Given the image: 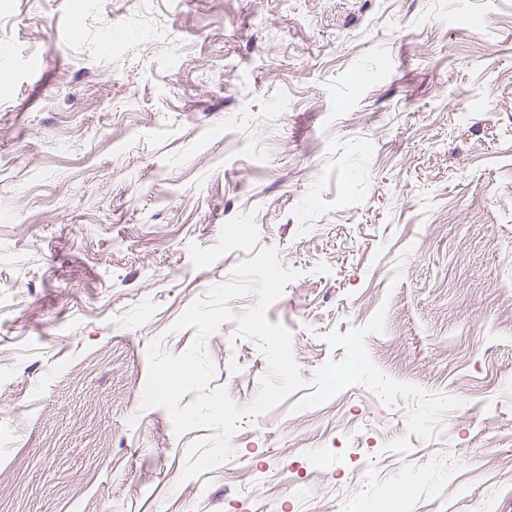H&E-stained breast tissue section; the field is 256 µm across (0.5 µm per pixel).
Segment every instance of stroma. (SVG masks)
<instances>
[{"label": "stroma", "mask_w": 512, "mask_h": 512, "mask_svg": "<svg viewBox=\"0 0 512 512\" xmlns=\"http://www.w3.org/2000/svg\"><path fill=\"white\" fill-rule=\"evenodd\" d=\"M266 246L302 377L385 308L369 355L461 399L441 435L396 454L406 401L296 392L181 483L208 431L142 408L148 347L187 351L180 315ZM510 296L512 0H0V512H409V456L424 512H512ZM235 331L205 350L244 407L268 366ZM488 467L496 474L497 481L495 486L498 488L512 487V454H491L488 460Z\"/></svg>", "instance_id": "stroma-1"}]
</instances>
